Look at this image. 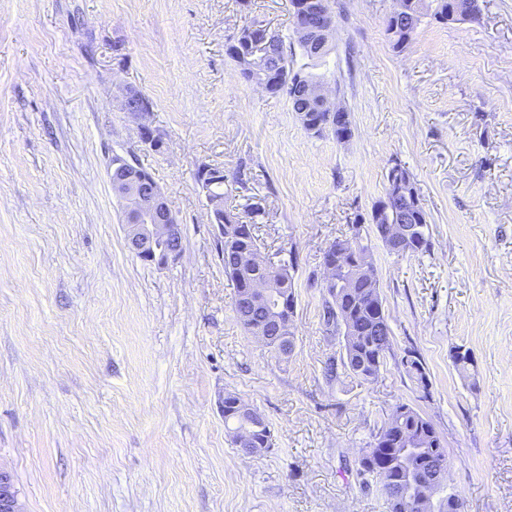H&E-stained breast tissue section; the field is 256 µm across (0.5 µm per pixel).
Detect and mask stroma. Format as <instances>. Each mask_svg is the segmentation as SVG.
I'll use <instances>...</instances> for the list:
<instances>
[{"label": "stroma", "instance_id": "1", "mask_svg": "<svg viewBox=\"0 0 512 512\" xmlns=\"http://www.w3.org/2000/svg\"><path fill=\"white\" fill-rule=\"evenodd\" d=\"M478 4L474 22L423 19L398 53L395 0H330L321 70L351 117L342 143L306 133L227 54L256 22L303 67L289 0H0V470L22 512H387L358 457L402 402L448 452L436 512L452 492L465 512H512V0ZM125 86L151 99L161 149L120 109ZM116 155L163 190L180 258L129 249ZM395 161L432 247L372 239L392 351L374 382L332 378L343 349L322 325L323 252L383 197ZM205 164L223 168L224 208L257 223L262 252L296 261L288 359L232 311ZM410 350L428 388L401 366ZM228 391L268 420L264 454L231 444Z\"/></svg>", "mask_w": 512, "mask_h": 512}]
</instances>
